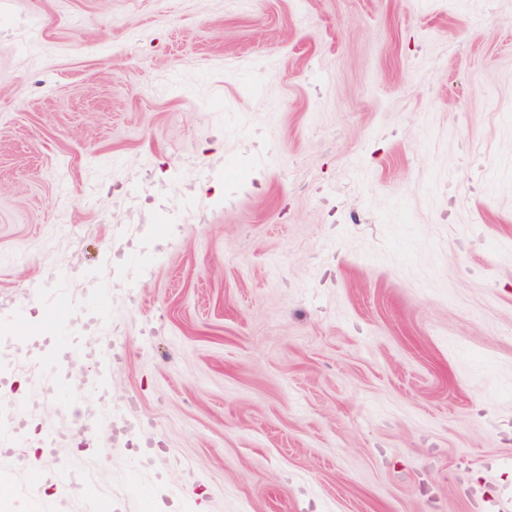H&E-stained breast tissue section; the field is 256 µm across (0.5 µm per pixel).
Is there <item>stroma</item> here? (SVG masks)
I'll return each instance as SVG.
<instances>
[{
    "label": "stroma",
    "instance_id": "1",
    "mask_svg": "<svg viewBox=\"0 0 512 512\" xmlns=\"http://www.w3.org/2000/svg\"><path fill=\"white\" fill-rule=\"evenodd\" d=\"M0 22V308L110 249L130 445L47 392L7 512L61 458L107 512L512 503V0H12ZM276 164L220 178L229 158ZM140 183L138 198L127 195ZM212 202L142 251L159 207ZM121 224L120 235L109 227ZM56 431L59 447H43ZM155 493L133 499V461Z\"/></svg>",
    "mask_w": 512,
    "mask_h": 512
}]
</instances>
